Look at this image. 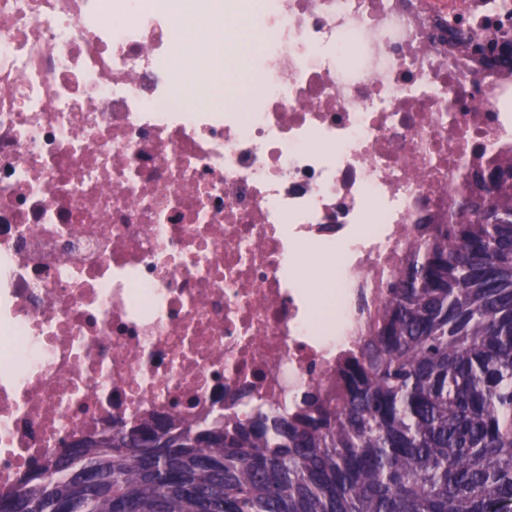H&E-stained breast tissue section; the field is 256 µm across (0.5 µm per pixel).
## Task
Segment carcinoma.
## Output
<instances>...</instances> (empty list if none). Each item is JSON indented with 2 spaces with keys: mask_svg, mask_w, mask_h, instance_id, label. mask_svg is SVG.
<instances>
[{
  "mask_svg": "<svg viewBox=\"0 0 512 512\" xmlns=\"http://www.w3.org/2000/svg\"><path fill=\"white\" fill-rule=\"evenodd\" d=\"M422 224L331 404L194 427L163 415L67 447L0 512H504L512 505V163Z\"/></svg>",
  "mask_w": 512,
  "mask_h": 512,
  "instance_id": "carcinoma-1",
  "label": "carcinoma"
}]
</instances>
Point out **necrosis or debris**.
I'll return each mask as SVG.
<instances>
[{
    "mask_svg": "<svg viewBox=\"0 0 512 512\" xmlns=\"http://www.w3.org/2000/svg\"><path fill=\"white\" fill-rule=\"evenodd\" d=\"M452 20L512 32L501 0H0V491L123 424L336 400L418 225L512 158V70ZM232 22L250 87L187 104Z\"/></svg>",
    "mask_w": 512,
    "mask_h": 512,
    "instance_id": "1",
    "label": "necrosis or debris"
}]
</instances>
